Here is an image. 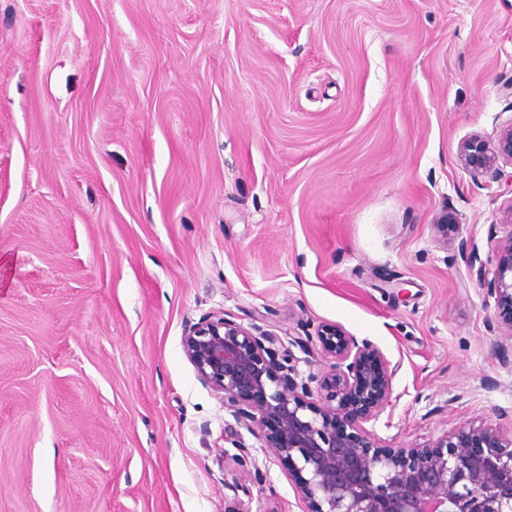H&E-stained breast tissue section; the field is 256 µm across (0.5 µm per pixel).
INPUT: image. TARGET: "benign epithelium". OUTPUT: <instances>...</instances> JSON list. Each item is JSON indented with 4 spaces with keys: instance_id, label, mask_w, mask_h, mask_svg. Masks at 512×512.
Wrapping results in <instances>:
<instances>
[{
    "instance_id": "1",
    "label": "benign epithelium",
    "mask_w": 512,
    "mask_h": 512,
    "mask_svg": "<svg viewBox=\"0 0 512 512\" xmlns=\"http://www.w3.org/2000/svg\"><path fill=\"white\" fill-rule=\"evenodd\" d=\"M473 176L512 164V125L495 142L474 134L458 148ZM496 329L512 339V232L501 240L487 288ZM328 366L302 377L291 347L258 327L212 315L189 326L182 348L224 410L273 450L301 493L306 512H512V431L460 425L433 444L393 448L374 430L392 394L395 369L366 339L341 326L316 329ZM251 483L225 512H249Z\"/></svg>"
}]
</instances>
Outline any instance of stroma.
Listing matches in <instances>:
<instances>
[{"label":"stroma","instance_id":"35a3bbf8","mask_svg":"<svg viewBox=\"0 0 512 512\" xmlns=\"http://www.w3.org/2000/svg\"><path fill=\"white\" fill-rule=\"evenodd\" d=\"M511 85L512 0H0V512H224L238 441L302 512L183 354L212 314L371 341L393 447L511 410L512 166L458 156ZM487 295L494 299L496 329L512 339V232L501 240Z\"/></svg>","mask_w":512,"mask_h":512}]
</instances>
